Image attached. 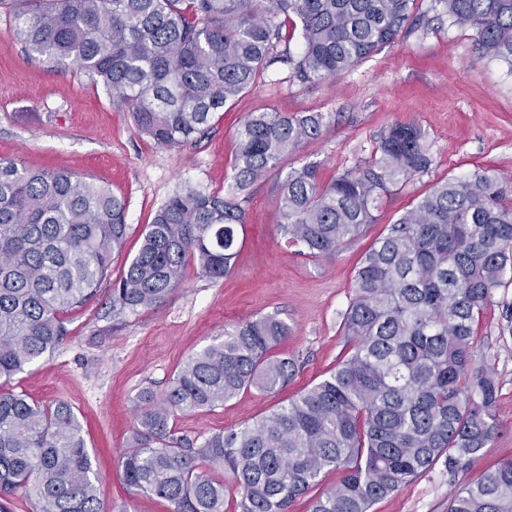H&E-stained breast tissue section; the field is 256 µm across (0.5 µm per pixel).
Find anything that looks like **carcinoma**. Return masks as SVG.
Returning a JSON list of instances; mask_svg holds the SVG:
<instances>
[{
  "label": "carcinoma",
  "mask_w": 512,
  "mask_h": 512,
  "mask_svg": "<svg viewBox=\"0 0 512 512\" xmlns=\"http://www.w3.org/2000/svg\"><path fill=\"white\" fill-rule=\"evenodd\" d=\"M6 39L34 58L70 63L161 147L203 134L218 112L283 65L317 84L394 43L418 0H10ZM482 54L512 65V0H438ZM300 29L296 53L287 48ZM329 127L322 112L258 110L238 130L224 193L187 187L156 211L137 254L112 280V312L154 306L199 274H227L255 181ZM366 168L320 183L319 167L288 171L278 204L288 241L330 258L374 223L372 210L434 164L425 133L395 123ZM127 234L126 203L67 171L0 159V380L51 355L64 314L107 279ZM512 284V181L490 170L438 182L364 253L342 314L348 355L328 376L260 420L196 442L177 414L212 410L247 389L275 393L298 371L272 355L288 336L274 315L244 319L191 356L157 396H140L121 466L127 487L172 512H223L225 471L235 512H288L326 470L341 478L310 512H371L440 459L448 472L481 456L498 429L494 367L476 326ZM34 512H103L82 426L66 401L45 407L0 392V498L18 490ZM448 512H512V460L454 489Z\"/></svg>",
  "instance_id": "1"
}]
</instances>
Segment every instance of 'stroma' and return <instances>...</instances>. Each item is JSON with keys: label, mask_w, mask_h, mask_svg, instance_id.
Here are the masks:
<instances>
[{"label": "stroma", "mask_w": 512, "mask_h": 512, "mask_svg": "<svg viewBox=\"0 0 512 512\" xmlns=\"http://www.w3.org/2000/svg\"><path fill=\"white\" fill-rule=\"evenodd\" d=\"M422 22L342 76L316 85L288 82L276 69L263 83L217 113L202 139L175 148L157 146L134 125L128 108L109 100L72 66L31 58L6 42L10 24L0 8V159L32 169L66 170L108 186L127 203V236L112 255L110 280L67 316L62 345L1 385L47 405L70 403L77 414L106 512H170L168 502L130 497L119 461L128 448L140 395L162 393L183 363L226 326L275 315L289 332L273 353L295 359L293 381L276 394L241 393L224 406L177 415V435L200 440L269 415L278 405L324 378L346 355L342 315L355 269L371 240L439 181L476 170L512 177V65L479 55L472 30L450 25L435 0H418ZM267 108L322 112L331 128L284 156L252 187L245 203L244 239L221 280L188 267L182 288L161 304L120 317L112 314L113 277L137 253L147 224L176 190L220 192L231 182L237 132L248 113ZM424 130L432 168L376 203L364 238L335 257L299 254L278 232L280 182L294 167H320L322 181L373 159L381 135L395 123ZM482 350L499 383L498 432L485 453L461 471L438 462L373 512H448V495L476 481L493 463L512 458V286L499 289L478 326Z\"/></svg>", "instance_id": "35a3bbf8"}]
</instances>
